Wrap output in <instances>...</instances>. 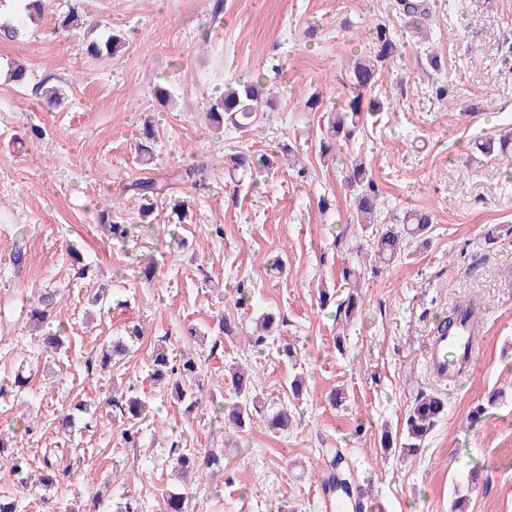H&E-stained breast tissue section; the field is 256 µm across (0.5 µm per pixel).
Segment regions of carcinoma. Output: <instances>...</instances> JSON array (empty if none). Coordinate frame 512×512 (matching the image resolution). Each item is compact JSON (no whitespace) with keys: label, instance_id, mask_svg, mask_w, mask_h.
I'll list each match as a JSON object with an SVG mask.
<instances>
[{"label":"carcinoma","instance_id":"cac0c4a2","mask_svg":"<svg viewBox=\"0 0 512 512\" xmlns=\"http://www.w3.org/2000/svg\"><path fill=\"white\" fill-rule=\"evenodd\" d=\"M375 41L376 54L363 56L352 64V75L356 94L348 101L347 106L338 112H332L328 119V139L322 141L320 150L322 155L332 154L335 147L342 142L354 137L359 127L364 124V115H372L384 109L382 96H364V93H372L381 87V69L384 62L391 55L398 52V46L393 35L382 23H376L369 29ZM123 40L117 34L107 33L95 36L86 41L85 52L95 59L110 58L121 51ZM40 94L44 98V106L54 109L63 101L62 90L58 87H42ZM268 99L263 97L260 82L243 83L235 87H229L224 91L209 109L210 118L219 123L223 119L233 122L242 129L252 130L260 121V114L266 111ZM474 161L491 162L512 159V132L504 134L488 135L472 143ZM233 169L241 172L261 174L263 170L274 165V159L263 154L233 153L229 156ZM347 187L354 194L356 223L377 224L380 218L379 190L370 176V166L362 156H356L347 166L345 175ZM132 188L141 197H157L164 194L167 185L155 180H142L132 185ZM106 222L110 225L112 235L119 238L127 237L129 228L120 223V213L117 206L113 205L104 211ZM433 223L432 217L427 212L408 211L402 217L403 227L396 230L386 227L376 241V252L379 262L385 266L395 261L409 245L428 232L429 224ZM57 293L52 291L41 294L31 306L30 317L35 321L46 322L49 320L52 309L56 304ZM468 311L473 319H478L479 310L475 303L467 305L458 304L448 310V315L439 319L437 330H452L458 325V319L462 311ZM273 327V316L265 315L257 322L255 335L247 337L249 344L262 346L266 342L264 333ZM128 351L123 339L113 340L111 350L101 358L102 371H107L109 363L113 359H121ZM200 365L195 357L184 354L178 365L171 364V360L164 346L156 347L152 355V377L155 380H164L167 376L177 372L181 375V381L174 384V399L180 405L185 406L186 412H191L201 404L200 385L194 383L198 375ZM230 384L237 398L230 407L222 410L224 423L236 431L242 429L251 421L253 412L260 411L261 401L253 394L254 383L249 371L241 367H232L228 370ZM106 406L117 408L126 416L131 426L124 429L122 435L126 443L136 446L139 429L136 424L145 419L149 406L147 402L137 398L112 394ZM444 402L434 394H422L416 399L405 416L404 442L400 444V451L404 454H413L421 447L426 435L432 430L435 423L444 413ZM271 423L277 428L286 431L293 425V415L288 408L283 407L273 411L269 415ZM197 464V471L207 474L214 469L223 468V458L215 452H210L196 463L192 454H182L175 458L174 468L186 472L192 464ZM330 469L331 486L337 487L351 497H364V492L356 485L354 473L344 465L340 452L336 451L328 461ZM164 512H188L187 496L179 492H168L163 496Z\"/></svg>","mask_w":512,"mask_h":512}]
</instances>
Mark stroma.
I'll return each instance as SVG.
<instances>
[{"mask_svg": "<svg viewBox=\"0 0 512 512\" xmlns=\"http://www.w3.org/2000/svg\"><path fill=\"white\" fill-rule=\"evenodd\" d=\"M428 3L419 25L396 0H48L41 20L14 17L24 35L0 40V432L33 479L18 483L1 454L0 496L16 498L20 512H116L127 502L160 512L164 492L186 488L190 512H325L320 475L338 449L377 512H452L460 496L467 512H512V167L467 163L476 137L512 129V66L501 54L512 41V0ZM73 7L124 38L118 56L87 58V30L58 29ZM378 22L399 44L382 67L392 106L334 159H320L327 114L349 92L353 59L372 51L368 28ZM17 63L31 73L27 86L6 78ZM254 79L274 102L258 130L208 121L225 87ZM160 83L171 92L163 103L153 93ZM45 84L62 88L61 111L40 108ZM440 85L457 106L437 98ZM311 96L317 108L306 107ZM148 117L159 138L143 166L134 144ZM247 150L275 158L259 181L224 165L226 153ZM292 153L300 169L289 167ZM359 153L381 192L382 223L409 209L434 217L428 244H410L379 271L372 230L357 224L343 179V162ZM198 165L207 169L201 183L181 180ZM143 178L168 186L146 224L132 189ZM109 198L131 227L127 239L100 222ZM179 201L182 222L172 211ZM149 261L160 267L150 283L140 278ZM347 266L360 273L361 300L348 318L336 307ZM241 285L251 294L244 306ZM101 287L109 301L97 307ZM47 288L59 291L50 324L65 337L58 351L27 317ZM322 288L335 304L320 307ZM468 301L482 320L476 366L438 384L425 363L428 338L449 306ZM270 312L277 331L249 345ZM223 316L237 335L218 334ZM133 324L143 334L132 353L107 372L89 370ZM159 344L173 358L201 359L204 401L193 412L152 381ZM232 365L254 371L266 406L295 405V426L272 428L261 413L245 431L226 432L212 403L233 401ZM21 367L31 378L16 392ZM299 370L306 389L296 399L289 383ZM114 388L153 407L138 424L139 447L123 440L121 416L99 408L60 428L70 404H99ZM334 389L346 396L338 408L328 401ZM424 391L448 411L419 451L381 448L382 432L401 433ZM29 416L38 428L28 435ZM175 441L186 454L222 453L223 470L183 484L171 470ZM49 464L67 476L45 488L38 479ZM474 468L488 477L476 489L467 482Z\"/></svg>", "mask_w": 512, "mask_h": 512, "instance_id": "stroma-1", "label": "stroma"}]
</instances>
